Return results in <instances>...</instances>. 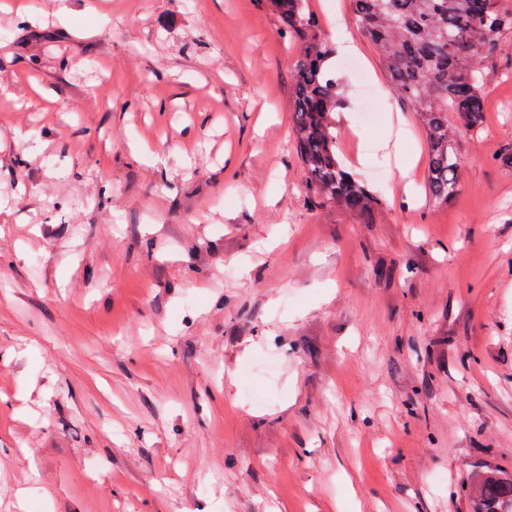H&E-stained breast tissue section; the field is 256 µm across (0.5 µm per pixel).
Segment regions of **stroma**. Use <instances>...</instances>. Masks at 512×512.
Instances as JSON below:
<instances>
[{
  "label": "stroma",
  "mask_w": 512,
  "mask_h": 512,
  "mask_svg": "<svg viewBox=\"0 0 512 512\" xmlns=\"http://www.w3.org/2000/svg\"><path fill=\"white\" fill-rule=\"evenodd\" d=\"M28 2L0 10V512H469L472 469L512 470V40L438 204L353 0H309L361 224L304 186L266 0Z\"/></svg>",
  "instance_id": "stroma-1"
}]
</instances>
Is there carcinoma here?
Returning <instances> with one entry per match:
<instances>
[{
	"instance_id": "carcinoma-1",
	"label": "carcinoma",
	"mask_w": 512,
	"mask_h": 512,
	"mask_svg": "<svg viewBox=\"0 0 512 512\" xmlns=\"http://www.w3.org/2000/svg\"><path fill=\"white\" fill-rule=\"evenodd\" d=\"M364 34L380 55L394 92L417 112L430 151L427 189L446 204L461 188L458 139L481 128L484 86L500 44L512 38L504 0H354ZM281 31L299 43L292 79V128L305 185L323 205L371 224L376 201L336 154L333 114L342 89L328 71L332 50L321 39L308 0H269ZM455 112L460 127L448 126ZM470 512H512V472L480 469L460 486Z\"/></svg>"
}]
</instances>
